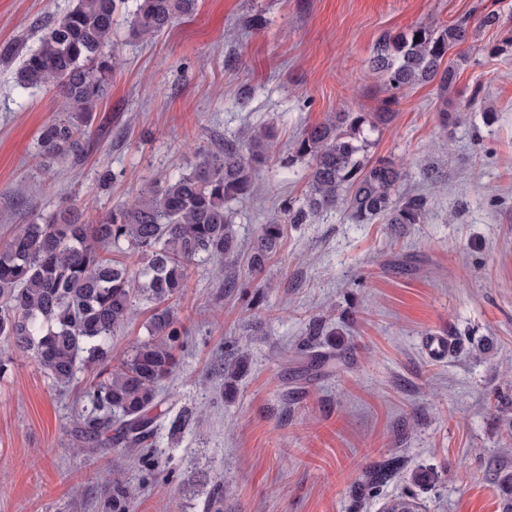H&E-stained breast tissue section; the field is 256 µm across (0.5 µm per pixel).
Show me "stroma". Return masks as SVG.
I'll list each match as a JSON object with an SVG mask.
<instances>
[{
  "instance_id": "obj_1",
  "label": "stroma",
  "mask_w": 512,
  "mask_h": 512,
  "mask_svg": "<svg viewBox=\"0 0 512 512\" xmlns=\"http://www.w3.org/2000/svg\"><path fill=\"white\" fill-rule=\"evenodd\" d=\"M72 0H0V43L35 45ZM500 16L495 28L481 14ZM468 18L448 53L451 94L436 84L400 94L372 158L401 164L399 195L422 193L417 224L351 223L331 211L284 220L301 199L305 164L279 156L336 112H378L388 94L368 61L386 32ZM512 0H198L148 43L114 37L121 67L91 116L79 156L43 165L37 139L56 89L19 88L0 66V246L35 214L75 203L94 214L194 168L204 148L272 125L258 194L234 204V256L200 258L177 303L188 335L162 391L147 457L83 449L78 389L61 393L0 337L13 362L0 379V512H112L96 479L108 468L145 483L134 512H203L214 486L224 512H382L411 494L422 512H502L512 473ZM465 118L442 128L443 105ZM437 165L439 183L423 171ZM109 183H101L103 173ZM283 235L260 274L249 244L264 224ZM448 336L432 359L427 336ZM492 342L490 352L478 351ZM247 371L220 394L224 370ZM398 455L377 493L354 485ZM439 474L421 487L411 474Z\"/></svg>"
}]
</instances>
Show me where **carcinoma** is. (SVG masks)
<instances>
[{"label":"carcinoma","mask_w":512,"mask_h":512,"mask_svg":"<svg viewBox=\"0 0 512 512\" xmlns=\"http://www.w3.org/2000/svg\"><path fill=\"white\" fill-rule=\"evenodd\" d=\"M123 2L75 0L61 19L43 29L36 45L0 43V65L19 63V87L51 84L61 92L57 115L38 137L46 161L81 152L91 114L117 66L112 35ZM196 5L197 0H134L129 37L153 39ZM468 37L466 18L438 28L385 33L369 67L385 76L392 104L402 90L417 84L435 83L446 93L456 85L459 67L445 59ZM390 118L389 112H338L302 132L280 159L285 168L301 162L308 169L302 204L284 206L289 223L336 210L354 224L377 218L387 224L420 222L425 197L395 198L403 177L400 165L368 157L371 136ZM273 139L271 127L250 128L224 140L222 151H201L191 171L163 188L142 190L92 222L70 210L34 215L0 247V336L30 357L56 387L69 386L86 369H98L84 386L88 412L81 433L91 448L150 446L161 385L173 375L176 350L184 343L173 302L189 288L188 264L236 250L230 204L255 195ZM280 234L276 222L263 227L252 246V269H260L275 251ZM114 247L137 257V269L110 258ZM139 300L150 304L148 337L114 365L112 336L131 320ZM401 469V457H391L374 467L357 491L373 494ZM136 495L133 488L118 489L113 512H130ZM421 510L413 495L396 497L384 508Z\"/></svg>","instance_id":"carcinoma-1"}]
</instances>
